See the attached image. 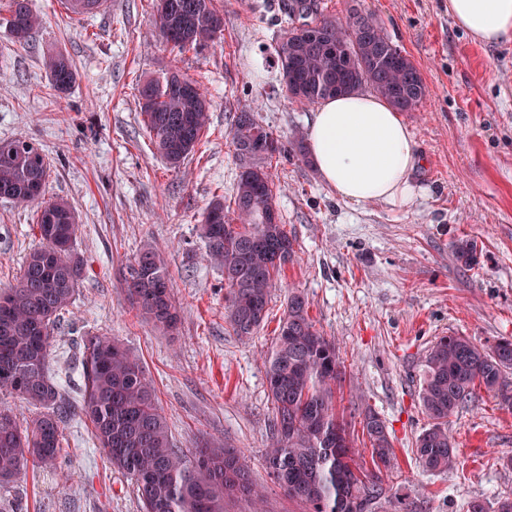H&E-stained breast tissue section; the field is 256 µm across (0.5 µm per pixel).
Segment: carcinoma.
Here are the masks:
<instances>
[{
	"instance_id": "1",
	"label": "carcinoma",
	"mask_w": 512,
	"mask_h": 512,
	"mask_svg": "<svg viewBox=\"0 0 512 512\" xmlns=\"http://www.w3.org/2000/svg\"><path fill=\"white\" fill-rule=\"evenodd\" d=\"M171 11L158 17L159 33L178 52L221 42L224 17L213 0H168ZM293 18L274 46L281 81L301 103L365 88L387 99L400 112H415L426 86L409 79L413 61L395 44L371 13L336 20L311 0H297ZM6 24L26 41L41 24L30 0H8ZM174 31L173 37L165 29ZM51 88L66 92L75 82L64 55L46 62ZM186 77L177 70L139 86L141 114L157 153L173 168L199 143L209 123L207 96L200 87L187 93ZM232 142L240 167L233 216L220 224L200 225L210 264L224 274V321L234 335L252 336L265 321L271 290L294 257V241L274 205L276 186L269 171L284 144L260 124L254 113L234 114ZM19 139L0 141V199L19 204L35 201L48 175L45 155L14 149ZM37 228L42 245L31 250L17 284L0 289V391L36 409L19 417L0 409V486L27 470L60 465L64 405L60 386L49 373L52 330L73 302L83 276V260L73 248L78 230L72 206L55 200L41 206ZM456 260L465 267L478 262L476 244L459 239ZM123 286L138 314L161 332L176 328L178 310L163 255L142 247L127 261ZM83 397L79 414L92 426L98 447L112 467L135 485L143 512H226L237 496L263 500L262 486L250 479L244 452L206 446L192 456L176 448L155 389L141 359L122 343L100 332L81 337ZM275 419L265 462L268 474L288 497L310 512H423L418 501L401 499L384 486L394 448L382 419L368 411L362 434L371 466L356 458L351 423L337 408L336 382L344 365L336 344L309 315L304 296L288 294L279 331L264 353ZM419 397L429 426L416 438L414 456L422 470L445 473L456 464L455 440L448 418L484 390L512 409V339L479 346L470 338L439 336L422 360ZM494 510L474 500L468 512H512V495L494 502Z\"/></svg>"
}]
</instances>
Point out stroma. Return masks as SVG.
Listing matches in <instances>:
<instances>
[{
  "label": "stroma",
  "instance_id": "1",
  "mask_svg": "<svg viewBox=\"0 0 512 512\" xmlns=\"http://www.w3.org/2000/svg\"><path fill=\"white\" fill-rule=\"evenodd\" d=\"M317 2L339 20L355 10L374 14L419 67L426 97L403 119L423 168L414 174V203L394 210L341 201L311 158L274 160L275 206L295 256L272 291L268 319L249 338L224 322V277L206 261L198 226L212 200L234 196V112L253 109L285 142L307 128L312 108L288 96L273 54L285 0H217L222 44L183 54L159 38L151 0H111L80 17L60 0H32L43 24L22 43L0 4V140L27 138L43 148L42 198L75 210V248L85 264L52 332L50 373L78 407L81 336L117 337L152 379L176 447L241 449L264 487V512H308L273 483L264 462L273 404L263 353L289 290H297L317 328L336 342L348 421L359 424L369 408L388 428L396 460L386 484L423 500L425 512H467L472 500L512 494V467L502 461L512 454V410L478 391L449 419L455 470L422 471L413 454L428 426L421 360L438 336L485 346L512 337V43L473 42L453 27L448 0ZM53 52L76 73L64 93L49 87L44 59ZM171 69L198 81L210 104L207 130L176 169L156 153L136 90ZM37 211L0 199V289L15 283L40 243ZM461 238L477 243L474 267L454 258ZM147 243L168 262L180 312L170 335L130 309L121 285L123 265ZM62 434L61 468L0 487V512H141L134 485L97 447L87 422L66 419Z\"/></svg>",
  "mask_w": 512,
  "mask_h": 512
}]
</instances>
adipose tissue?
I'll use <instances>...</instances> for the list:
<instances>
[{
    "mask_svg": "<svg viewBox=\"0 0 512 512\" xmlns=\"http://www.w3.org/2000/svg\"><path fill=\"white\" fill-rule=\"evenodd\" d=\"M448 16L482 45L512 43V0H448ZM307 144L320 178L342 201L413 204L421 155L386 99L355 92L322 100L308 120Z\"/></svg>",
    "mask_w": 512,
    "mask_h": 512,
    "instance_id": "ef3b65f1",
    "label": "adipose tissue"
}]
</instances>
